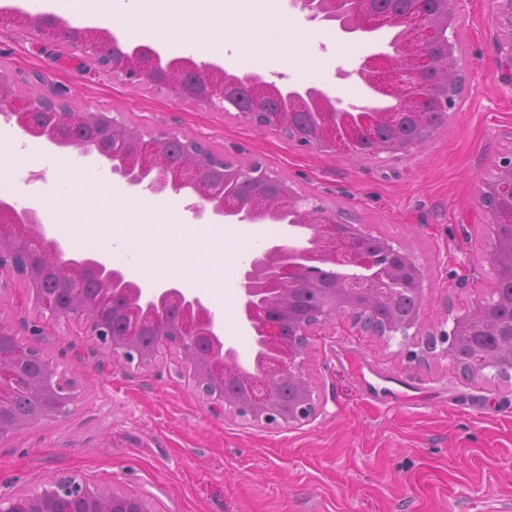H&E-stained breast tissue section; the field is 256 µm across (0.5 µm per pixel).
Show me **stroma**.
I'll list each match as a JSON object with an SVG mask.
<instances>
[{"instance_id": "1", "label": "stroma", "mask_w": 512, "mask_h": 512, "mask_svg": "<svg viewBox=\"0 0 512 512\" xmlns=\"http://www.w3.org/2000/svg\"><path fill=\"white\" fill-rule=\"evenodd\" d=\"M494 11L493 0H462L457 39L471 74L463 106L422 153L401 160L296 149L276 130L113 81L12 22L0 24V71L20 91L118 113L149 133L190 135L238 163L262 159L356 212L428 266L424 320L437 324L446 304L460 305L490 281L471 234L483 219L481 179L512 145V70L501 62ZM286 13L323 64L308 82L341 107L376 106L355 71L370 45H387L392 28L364 40L298 8ZM341 69L350 78H338ZM16 178L40 195L48 227L78 221L97 202L84 186L59 201L51 172L27 162ZM0 317L23 336L40 327L39 343L78 394L67 417L0 447L2 492L71 472L148 493L166 512H512V384L466 381L441 357L410 364L398 341L358 335L344 317L312 339L310 370L324 408L290 428L213 416L174 370H128L66 324H43L18 289L0 291Z\"/></svg>"}]
</instances>
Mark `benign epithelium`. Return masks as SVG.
Wrapping results in <instances>:
<instances>
[{"label": "benign epithelium", "mask_w": 512, "mask_h": 512, "mask_svg": "<svg viewBox=\"0 0 512 512\" xmlns=\"http://www.w3.org/2000/svg\"><path fill=\"white\" fill-rule=\"evenodd\" d=\"M457 2L408 0L403 10H381L377 0H298L310 18L347 34L398 30L393 51L377 47L355 70L368 88L394 101L379 112L341 109L323 89L281 88L258 72L236 75L190 58L165 63L147 45H123L105 28L72 26L52 14L19 19L64 49L89 56L114 81L150 83L176 100L234 112L256 130L280 132L301 150L372 160L415 155L459 111L465 68L455 33ZM493 22L499 51L512 69V0H495ZM0 115L33 138L95 150L134 191L196 197L188 209L205 224L228 219L288 227V243L255 252L239 274V323L256 343L248 370L201 296L172 284H146L96 257L73 255L46 238L38 210L0 202V288L21 281L26 301L43 319L75 326L129 368H151L160 351L172 352L177 373L214 416L264 428H290L315 417L321 402L309 370L311 340L341 315L358 333L386 344L401 336L411 363L437 352L472 381L512 379V147L493 160L478 200L486 223L477 225L475 237L488 257L491 287L452 321L430 328L423 319L429 272L413 252L269 172L258 159L239 165L200 139L172 131L146 138L107 112H78L50 97L22 95L4 72ZM172 141L183 148L176 163L167 158ZM298 233L307 235L306 244H295ZM402 296L415 299L405 314L397 311ZM146 332L157 336L152 347L140 342ZM460 336L473 348L463 365L454 358ZM284 384L293 388L286 402ZM75 403L72 383L40 344L1 319L0 447L33 424L66 417ZM0 512L162 510L146 494L61 474L36 489L1 492Z\"/></svg>", "instance_id": "7a95c632"}]
</instances>
